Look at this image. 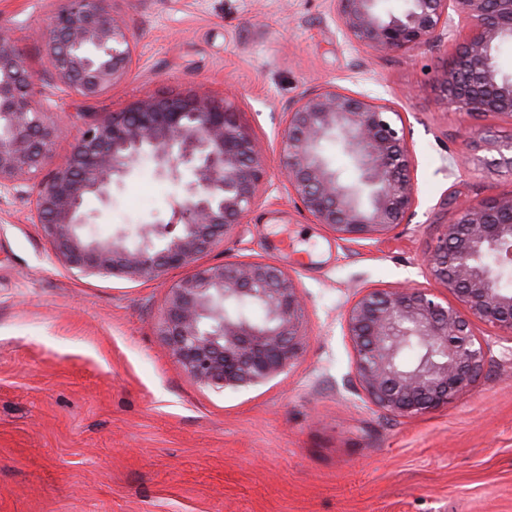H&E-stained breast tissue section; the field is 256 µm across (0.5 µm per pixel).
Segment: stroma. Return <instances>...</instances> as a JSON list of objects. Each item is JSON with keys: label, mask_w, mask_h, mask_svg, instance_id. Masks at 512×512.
Returning <instances> with one entry per match:
<instances>
[{"label": "stroma", "mask_w": 512, "mask_h": 512, "mask_svg": "<svg viewBox=\"0 0 512 512\" xmlns=\"http://www.w3.org/2000/svg\"><path fill=\"white\" fill-rule=\"evenodd\" d=\"M59 0H0V25L36 74L59 127L56 158L85 120L139 99L200 93L233 106L262 150V188L196 265L266 261L293 279L304 343L276 378L201 383L172 357L159 323L189 267L130 282L81 275L30 219L41 175L0 190V512H512V337L483 323L478 380L448 405L392 415L360 389L345 318L364 292L435 289L424 254L460 203L512 193V171L473 152L475 132L512 119L440 105L433 84L463 37L400 53L348 39L333 0H112L135 46L131 73L85 103L44 90L42 34ZM336 86L399 112L417 188L408 223L344 239L315 222L283 174L287 110ZM172 184L142 159L91 234L136 236L173 218ZM288 250H280V241Z\"/></svg>", "instance_id": "obj_1"}]
</instances>
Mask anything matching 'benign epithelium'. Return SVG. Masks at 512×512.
Masks as SVG:
<instances>
[{
    "mask_svg": "<svg viewBox=\"0 0 512 512\" xmlns=\"http://www.w3.org/2000/svg\"><path fill=\"white\" fill-rule=\"evenodd\" d=\"M382 0H337L345 35L373 49L404 52L437 39L455 13L462 41L433 89L446 105L471 116L512 119V79L499 77L491 53L512 39V0H405L398 12ZM56 84L83 101L98 99L129 75L134 45L109 0H61L45 37ZM35 72L0 28V189L20 190L51 160L57 127L32 101ZM392 109L335 86L306 93L287 112L283 153L289 186L319 224L344 238L380 236L407 221L415 207L411 152ZM338 140L359 172L341 180L322 154ZM474 150L491 151L512 170V140L488 134ZM148 155L156 173L182 188L176 221L149 228L130 247L118 234L84 232L96 214L90 195L108 204L112 186ZM263 180L255 142L232 108L199 95L142 99L123 112L83 125L68 157L40 184L31 213L56 255L84 274L129 280L156 277L207 252L253 203ZM425 263L450 295L427 288L371 290L349 308L347 332L358 383L379 408L416 416L448 404L471 387L486 351L474 333L482 322L512 335V193L460 207L442 225ZM267 302V322L233 319L234 299ZM302 307L293 280L274 263L198 266L170 289L160 332L174 359L198 381L226 387L266 382L300 353ZM415 345L419 357L403 361Z\"/></svg>",
    "mask_w": 512,
    "mask_h": 512,
    "instance_id": "benign-epithelium-1",
    "label": "benign epithelium"
}]
</instances>
